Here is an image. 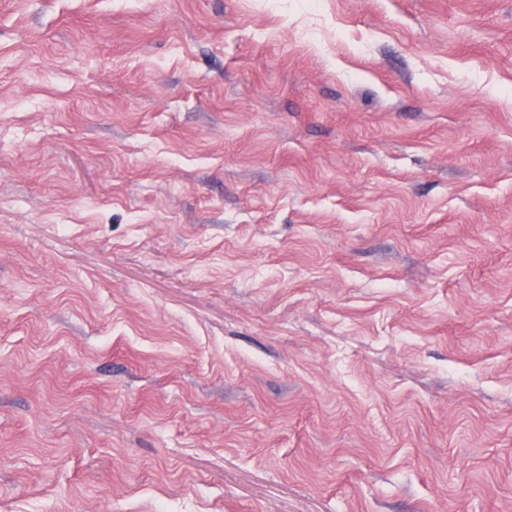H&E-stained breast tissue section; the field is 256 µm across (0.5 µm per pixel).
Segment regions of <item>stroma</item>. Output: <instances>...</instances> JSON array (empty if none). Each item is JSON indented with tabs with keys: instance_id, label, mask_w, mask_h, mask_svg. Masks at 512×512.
<instances>
[{
	"instance_id": "35a3bbf8",
	"label": "stroma",
	"mask_w": 512,
	"mask_h": 512,
	"mask_svg": "<svg viewBox=\"0 0 512 512\" xmlns=\"http://www.w3.org/2000/svg\"><path fill=\"white\" fill-rule=\"evenodd\" d=\"M0 512H512V0H0Z\"/></svg>"
}]
</instances>
